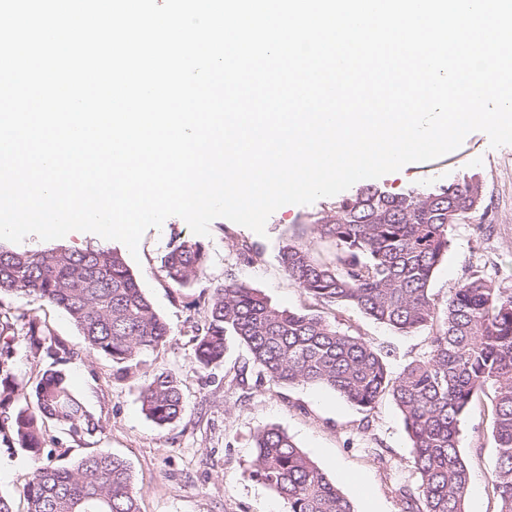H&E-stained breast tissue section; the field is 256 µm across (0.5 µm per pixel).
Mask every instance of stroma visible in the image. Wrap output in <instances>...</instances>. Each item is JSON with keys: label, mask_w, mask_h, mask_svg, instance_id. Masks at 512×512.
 Returning a JSON list of instances; mask_svg holds the SVG:
<instances>
[{"label": "stroma", "mask_w": 512, "mask_h": 512, "mask_svg": "<svg viewBox=\"0 0 512 512\" xmlns=\"http://www.w3.org/2000/svg\"><path fill=\"white\" fill-rule=\"evenodd\" d=\"M473 173L483 182L493 227L488 230L475 222L455 227L448 256L430 284L440 305L474 270L512 292V145L491 147L487 134L475 131L453 152L408 164L374 181L399 194L434 190ZM333 204V199L322 198L309 205L282 206L269 217L262 236L229 220H214L209 236L201 240L207 253L206 276L182 288L169 282L162 265L180 240L192 237L189 225L172 216L161 228L146 230L139 259L129 267L168 324L173 341L145 356L140 370L125 380L115 377L110 359L85 351L82 337L62 310L34 296L1 295L0 312L37 318L73 351L61 368L97 428L76 437L50 427L48 446L65 451L59 464L70 466L99 452L123 459L131 467L141 512H286L277 493L250 476L254 433L276 425L336 483L354 512H404L396 489L417 487L419 478L403 417L390 397L364 412L326 388L270 384L260 379L247 348L234 342L219 365L201 369L192 361L190 337L204 319L200 293L232 281L261 291L278 307L319 313L365 337L388 351L393 372L426 351L428 330L403 335L357 310L317 304L284 272L278 252L291 236L309 242L316 259L328 258L333 246L314 234L312 226ZM243 242L253 248L252 261L238 255ZM162 369L180 381L185 401L182 419L163 428L146 417L139 401L141 384ZM492 400V394L482 395L460 428V453L470 473L465 512L498 509L491 492L496 460ZM32 470L25 451L0 439V495L10 500L13 512H25L22 488Z\"/></svg>", "instance_id": "35a3bbf8"}]
</instances>
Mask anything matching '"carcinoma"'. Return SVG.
Masks as SVG:
<instances>
[{
	"label": "carcinoma",
	"instance_id": "cac0c4a2",
	"mask_svg": "<svg viewBox=\"0 0 512 512\" xmlns=\"http://www.w3.org/2000/svg\"><path fill=\"white\" fill-rule=\"evenodd\" d=\"M482 182L476 177L437 192L391 194L367 186L336 201L314 225L335 251L316 260L301 241L282 245L283 270L311 299L356 309L398 333L431 330L428 348L400 373L387 354L319 314L277 307L242 283L210 289L202 326L195 329L192 360L201 369L224 362L228 340L249 351L260 377L281 386L319 385L351 405L371 411L389 395L412 442L416 489L398 488L405 512H463L469 471L459 450L460 425L490 389L496 464L491 488L498 512H512V292L478 272L452 289L440 307L430 283L448 256L451 233L462 216L482 217ZM207 254L184 239L166 255L164 272L176 287L205 277ZM39 297L65 312L90 354L103 355L121 376L141 357L170 344V329L144 294L123 254L90 246L56 245L19 252L0 246V294ZM26 328V357L52 360L30 393L13 370L15 322ZM73 351L35 318L0 316V431L34 462L24 486L27 512H140L126 462L95 453L73 466L53 463L44 447L52 425L74 435L95 430L81 399L55 363ZM145 415L160 427L183 413L180 382L156 371L140 388ZM251 476L273 489L288 512H353L335 483L298 448L286 431L267 426L253 435Z\"/></svg>",
	"mask_w": 512,
	"mask_h": 512
}]
</instances>
